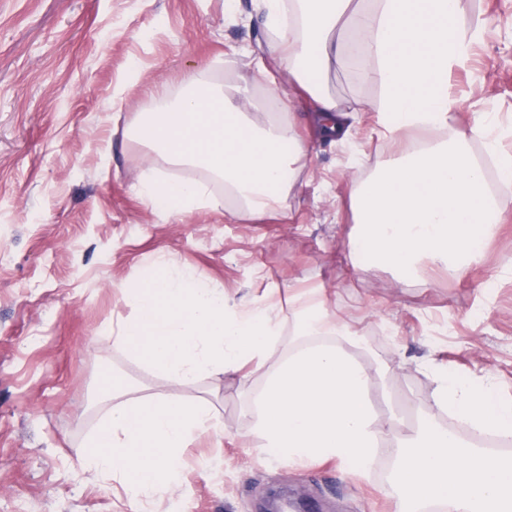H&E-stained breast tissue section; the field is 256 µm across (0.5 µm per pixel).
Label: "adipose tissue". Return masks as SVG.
<instances>
[{"label": "adipose tissue", "instance_id": "obj_1", "mask_svg": "<svg viewBox=\"0 0 512 512\" xmlns=\"http://www.w3.org/2000/svg\"><path fill=\"white\" fill-rule=\"evenodd\" d=\"M269 35L251 62V75L219 86L190 73L179 95L157 93V106L138 113L135 141L157 161L202 169V181L144 177L136 192L163 219L215 208L210 186L220 183L233 221L282 209L305 167L309 147L292 112L308 101L311 120L327 138L343 142L352 112L376 115V132L400 144L416 128L440 138L403 151L373 177L352 182L349 196L361 231L352 266L389 267L417 276L432 264L449 276L467 275L483 240L501 223L506 201L490 190L467 135L491 137L490 117L475 113L469 133L455 128L463 99L450 90L454 68L472 54L480 27L462 28L458 0H252ZM352 60L362 82L376 86L375 102L351 105L327 86L332 64ZM265 100L251 113L256 91ZM121 293L133 310L113 329V342L164 378L195 383L205 375L248 379L264 372L256 400L255 430L271 460L334 458L348 470L369 468L387 438L404 453L398 512L436 500L448 512H512V459L464 451L453 432L429 424L380 426L369 397L370 375L340 344L299 348L274 360L280 316L273 303L229 307L223 290L192 269L158 257L133 288ZM301 335H345L323 300L302 302ZM112 407L89 440L83 464L121 474L132 504L168 494L178 482L182 452L203 430L222 436L207 400L142 393L105 378ZM437 404L474 428L512 436V399L493 380L476 384L451 372L440 375Z\"/></svg>", "mask_w": 512, "mask_h": 512}]
</instances>
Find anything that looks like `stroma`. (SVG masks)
I'll list each match as a JSON object with an SVG mask.
<instances>
[{
	"mask_svg": "<svg viewBox=\"0 0 512 512\" xmlns=\"http://www.w3.org/2000/svg\"><path fill=\"white\" fill-rule=\"evenodd\" d=\"M0 0V512H261L271 492L312 512H395L393 444L382 441L365 473L337 461L266 459L253 402L264 378L165 380L112 341L132 308L134 283L160 254L192 267L240 308L269 285L288 354L298 301L319 296L355 336L349 351L373 372L377 418L457 421L436 403V370L492 377L512 398V192L468 274L439 269L398 279L382 265L351 269L359 226L347 194L397 156L373 134L374 114L353 123L350 145L311 134L307 177L288 194L286 217L226 223L205 209L162 220L134 193L154 165L128 125L150 111L152 92L180 89L184 73L221 85L247 75L229 47L265 41L252 0ZM484 33L452 89L470 96L458 126L492 113L497 147L512 155V0H460L458 21ZM328 87L346 102L377 97L354 65L334 64ZM185 400L207 399L224 425L187 448L172 494L132 507L120 478L104 483L80 461L110 404L102 374Z\"/></svg>",
	"mask_w": 512,
	"mask_h": 512,
	"instance_id": "1",
	"label": "stroma"
}]
</instances>
